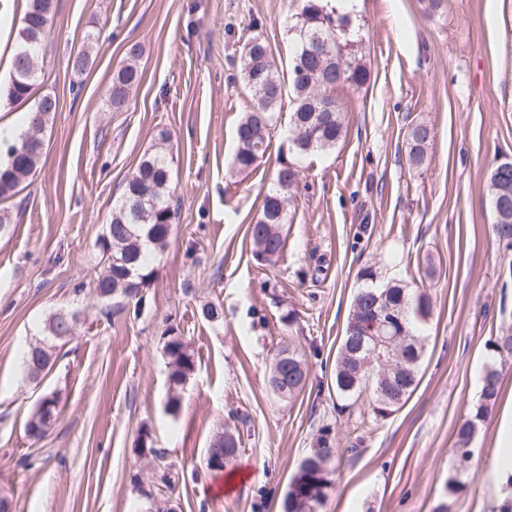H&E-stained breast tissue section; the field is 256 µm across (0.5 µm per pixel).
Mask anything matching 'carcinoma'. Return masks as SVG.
<instances>
[{
	"label": "carcinoma",
	"instance_id": "cac0c4a2",
	"mask_svg": "<svg viewBox=\"0 0 512 512\" xmlns=\"http://www.w3.org/2000/svg\"><path fill=\"white\" fill-rule=\"evenodd\" d=\"M53 0H26L18 32L19 42L13 60V74L7 89V100L27 101L35 98L26 127L12 143L5 146L0 158V202L15 197L22 184L32 175L43 155L33 142L45 139L52 115L58 110L57 98L49 93L34 96L40 73L37 60L47 34ZM322 0H302L301 8L291 16L289 31L293 34L295 51L288 78L280 76L266 40L259 34L250 36L243 44L236 64L235 78L247 87L254 99L251 111L239 121L235 130L236 147L231 170L244 173L253 169L267 154L275 114L280 111L285 86L293 93L287 152L307 155L336 148L344 134V116L332 92L344 84L361 87L370 72L356 57L347 55L344 48L352 41L350 19L346 15L327 11ZM329 43L331 55L319 56L310 52L314 42ZM142 73L135 63H127L112 74L107 89V103L114 112L127 106L132 89ZM430 142V128L424 123L413 124L407 134V161L419 166L425 160ZM170 160L165 148L146 152L128 177L123 192L112 208V215L97 245L102 254V270L95 282L96 295L116 307H140L144 301L153 269L148 256L166 247L177 216V207L169 191ZM297 186V170L286 157L279 162L271 188L266 192L255 220L249 224L255 256L267 263L279 259L286 247L282 227L288 223L286 203L288 193ZM360 279L363 285L353 297L351 313L337 351L333 389L336 396L347 400L365 389L373 394V413L386 417L397 411L414 391L420 362L424 355L422 335L417 321H428L432 299L424 289L411 292L399 283L379 286L376 271L368 267ZM385 312L394 337L390 346L380 349L372 365L362 360L367 350L375 348L370 340L380 335L375 313ZM68 320L55 313L47 320L44 331L55 340L69 336L68 325L76 324V312H66ZM488 350L500 359L512 358V325L503 324L489 339ZM169 359V392L167 406L174 410L180 402V390L196 369L194 353L180 336H170L164 344ZM52 354L41 343L29 346L25 368L29 376L39 375L51 360ZM281 377L282 387L292 399L304 389L308 369L302 359L288 348L276 353L268 376L273 385ZM500 372L487 367L482 377L480 400L469 417L457 429V448L471 445L474 435L495 400L500 385ZM55 399L44 398L29 416L26 428L34 437H41L55 415ZM240 439L227 429L216 435L206 455L224 458V466L236 461ZM336 453L328 435L318 440V448L305 457L292 477L283 500L282 512H318L331 485V460ZM459 467L448 478L441 499L433 512H449L450 503L465 487Z\"/></svg>",
	"mask_w": 512,
	"mask_h": 512
}]
</instances>
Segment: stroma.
<instances>
[{
	"instance_id": "35a3bbf8",
	"label": "stroma",
	"mask_w": 512,
	"mask_h": 512,
	"mask_svg": "<svg viewBox=\"0 0 512 512\" xmlns=\"http://www.w3.org/2000/svg\"><path fill=\"white\" fill-rule=\"evenodd\" d=\"M300 4L54 0L38 68L39 90L55 94L59 110L31 184L9 203L13 222L0 230V496L12 512H282L291 477L324 434L337 454L320 512H433L458 467L457 429L492 363L487 342L512 322V279L503 274L512 251L493 232L489 184L512 161V0H445L432 16L426 0H362L352 25L370 79L335 92L346 117L336 148L296 157L286 248L267 264L247 228L274 179L291 103H282L267 155L230 174L235 128L253 104L231 81V63L257 32L277 64H288V18ZM25 5L0 0L6 127L30 108L4 96ZM86 44L95 62L78 75L70 59ZM134 44L142 80L115 112L106 89ZM419 122L432 139L415 168L406 138ZM163 129L177 222L153 256L140 312L113 310L94 290L97 239ZM367 267L433 298L418 384L384 418L374 416L371 392L344 401L330 387ZM207 301L221 305L220 321L202 318ZM68 310L80 314L73 336L53 341L50 370L29 378L22 353L44 339L49 316ZM169 335L196 358L175 413ZM283 347L309 369L293 400L267 386ZM501 370L453 512H502L512 500V479L495 470L512 361ZM47 396L55 420L37 439L26 422ZM228 425L240 433L234 468L244 479L225 493L224 474L203 458Z\"/></svg>"
}]
</instances>
